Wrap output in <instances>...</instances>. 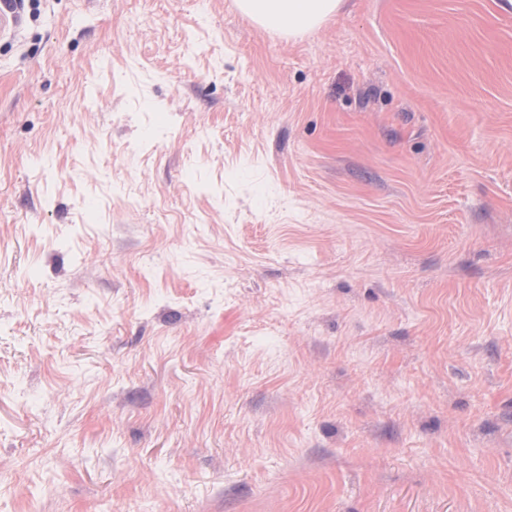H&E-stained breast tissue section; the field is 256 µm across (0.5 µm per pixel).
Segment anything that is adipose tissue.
Instances as JSON below:
<instances>
[{"label": "adipose tissue", "mask_w": 512, "mask_h": 512, "mask_svg": "<svg viewBox=\"0 0 512 512\" xmlns=\"http://www.w3.org/2000/svg\"><path fill=\"white\" fill-rule=\"evenodd\" d=\"M344 0H238L241 12L258 25L288 37L315 30L337 15Z\"/></svg>", "instance_id": "1"}]
</instances>
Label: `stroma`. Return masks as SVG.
I'll list each match as a JSON object with an SVG mask.
<instances>
[{
    "mask_svg": "<svg viewBox=\"0 0 512 512\" xmlns=\"http://www.w3.org/2000/svg\"><path fill=\"white\" fill-rule=\"evenodd\" d=\"M19 12L0 512H512V0ZM241 12L258 25L288 38L315 30L337 15L344 0H238Z\"/></svg>",
    "mask_w": 512,
    "mask_h": 512,
    "instance_id": "obj_1",
    "label": "stroma"
}]
</instances>
